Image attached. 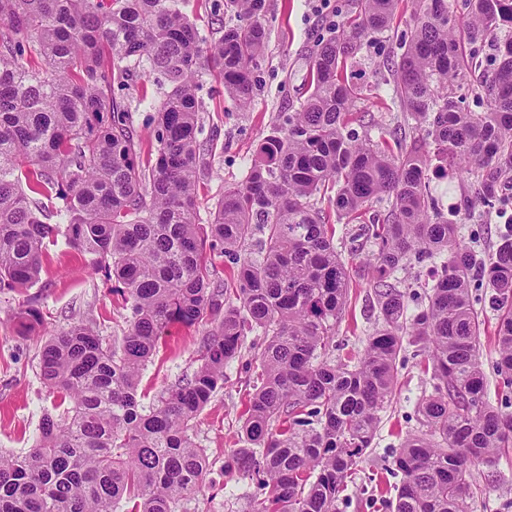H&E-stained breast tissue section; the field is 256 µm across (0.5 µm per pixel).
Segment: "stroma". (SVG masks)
Here are the masks:
<instances>
[{"instance_id":"stroma-1","label":"stroma","mask_w":512,"mask_h":512,"mask_svg":"<svg viewBox=\"0 0 512 512\" xmlns=\"http://www.w3.org/2000/svg\"><path fill=\"white\" fill-rule=\"evenodd\" d=\"M268 45L249 109L231 108L224 82L207 75L198 97L203 105L201 142L212 144L209 172L200 183V223L226 188L241 182L252 157L279 113L293 112L306 97L308 67L317 44L333 34L332 22L344 21L349 0H326L317 10L314 0H267ZM390 43L372 42L363 48L347 70L350 81L363 89L353 109L351 126L364 132L367 119L395 129L404 114L384 87V63ZM438 260L411 262L398 270L394 283L407 292L409 306L421 302L434 283ZM40 282L19 292L0 294V455H21L35 443L43 414L53 409L56 396L39 375V353L50 334L67 330L76 318L93 321L104 341L120 335L125 310L110 281L93 274L87 259L58 243L48 246L42 258ZM36 297L43 323L31 335L17 331L15 312L29 297ZM485 325L479 340L480 360L493 404L512 413V394L498 392L494 327L496 314L484 308ZM379 323L373 288L353 280L348 306L336 327V353L361 349ZM197 329L171 325L152 360L145 366L139 393L143 403L167 388L180 375L191 371L200 356ZM252 390V376L241 362H232L220 391L198 415L194 439L210 461L223 464L238 446L244 404ZM432 391L430 374L424 368L417 346L405 345L399 356L395 393L381 412L373 445L359 466L348 476L338 512H394L399 478L393 472V457L401 440L423 430L417 406ZM213 482L195 499L181 502L176 512H248V499L257 491L255 481L240 475L213 474ZM470 512H512V459L501 460L496 471L484 466L472 469Z\"/></svg>"}]
</instances>
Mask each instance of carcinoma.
Wrapping results in <instances>:
<instances>
[{
  "instance_id": "carcinoma-1",
  "label": "carcinoma",
  "mask_w": 512,
  "mask_h": 512,
  "mask_svg": "<svg viewBox=\"0 0 512 512\" xmlns=\"http://www.w3.org/2000/svg\"><path fill=\"white\" fill-rule=\"evenodd\" d=\"M399 4L354 0L317 45L299 109L279 113L245 179L201 224L199 77L216 73L248 108L266 0H224L236 23L217 39L181 0H0V292L37 283L46 246L61 239L114 279L129 311L112 346L81 319L45 342L41 377L61 411L43 415L29 453L0 455V512H175L206 486L212 462L194 422L252 331L264 347L241 447L224 461V473L257 480L251 512H336L391 401L406 340L431 368L433 392L418 404L426 430L394 458L395 512H469L472 467L512 456V413L489 400L479 362L474 293L492 289L496 371L512 392V225L479 255L458 225L430 216L429 182L456 169L458 208L475 224L512 208V37L467 89L489 111H466L452 84L477 66L487 35L512 31V0H413L401 53L386 62L385 84L415 130L395 154L348 129L362 89L346 70L388 35ZM141 73L163 86L146 153L137 107L115 93ZM373 203L386 217L360 225L350 251L371 249L354 273L371 270L381 323L353 362H336L352 272L329 219L350 224ZM255 239L257 258L245 252ZM208 252L227 259L232 282L214 277ZM437 257L427 302L406 315L391 276ZM174 323L204 327L200 364L146 407L141 372Z\"/></svg>"
}]
</instances>
